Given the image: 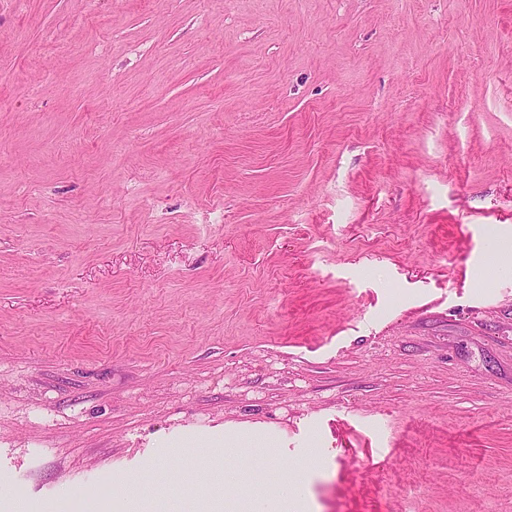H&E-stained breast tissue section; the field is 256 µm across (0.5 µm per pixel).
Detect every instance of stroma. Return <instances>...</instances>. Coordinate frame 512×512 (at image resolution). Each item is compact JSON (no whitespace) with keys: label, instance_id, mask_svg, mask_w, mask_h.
Instances as JSON below:
<instances>
[{"label":"stroma","instance_id":"stroma-1","mask_svg":"<svg viewBox=\"0 0 512 512\" xmlns=\"http://www.w3.org/2000/svg\"><path fill=\"white\" fill-rule=\"evenodd\" d=\"M501 240L512 0H0V512H512Z\"/></svg>","mask_w":512,"mask_h":512}]
</instances>
